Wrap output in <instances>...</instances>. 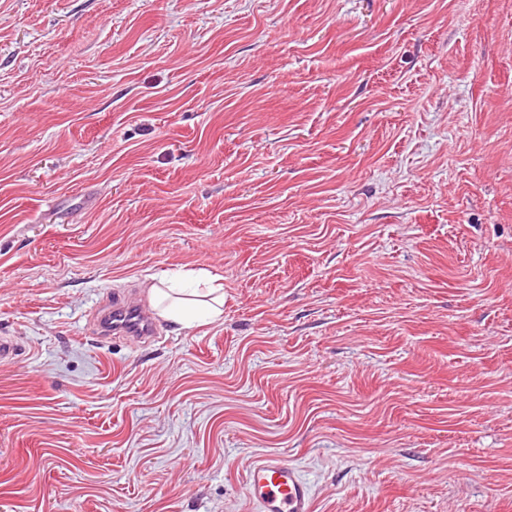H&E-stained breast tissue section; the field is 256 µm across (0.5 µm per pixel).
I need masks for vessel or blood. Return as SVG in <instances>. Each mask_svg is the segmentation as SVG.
<instances>
[{
	"instance_id": "vessel-or-blood-1",
	"label": "vessel or blood",
	"mask_w": 512,
	"mask_h": 512,
	"mask_svg": "<svg viewBox=\"0 0 512 512\" xmlns=\"http://www.w3.org/2000/svg\"><path fill=\"white\" fill-rule=\"evenodd\" d=\"M98 329L105 336L150 339L154 333L151 309L132 296H113L101 308ZM244 489L257 512H314L309 481L293 463L280 457H263L246 470Z\"/></svg>"
}]
</instances>
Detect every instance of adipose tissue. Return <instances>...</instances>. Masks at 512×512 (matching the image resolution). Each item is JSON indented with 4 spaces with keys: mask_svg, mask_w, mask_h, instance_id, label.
Wrapping results in <instances>:
<instances>
[{
    "mask_svg": "<svg viewBox=\"0 0 512 512\" xmlns=\"http://www.w3.org/2000/svg\"><path fill=\"white\" fill-rule=\"evenodd\" d=\"M189 287L173 284L163 286L150 284L151 303L161 317L184 329L195 327L200 322H214L224 313V287L214 284L212 278L202 272H189Z\"/></svg>",
    "mask_w": 512,
    "mask_h": 512,
    "instance_id": "1",
    "label": "adipose tissue"
}]
</instances>
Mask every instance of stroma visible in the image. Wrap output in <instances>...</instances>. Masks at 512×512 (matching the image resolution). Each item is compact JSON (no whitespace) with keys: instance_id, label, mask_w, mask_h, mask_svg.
I'll return each instance as SVG.
<instances>
[{"instance_id":"1","label":"stroma","mask_w":512,"mask_h":512,"mask_svg":"<svg viewBox=\"0 0 512 512\" xmlns=\"http://www.w3.org/2000/svg\"><path fill=\"white\" fill-rule=\"evenodd\" d=\"M0 336V512H512V0H0ZM188 280L195 288H182L177 284L164 288L161 284H150V302L159 309L160 316L182 329H191L200 322H215L224 314V286L214 285V279L199 271H189ZM206 288H200V285ZM151 309L132 296L114 295L112 303L100 309L97 317L99 333L104 336H126L148 340L154 334ZM249 500L258 512H313L309 481L293 463L280 457L254 461L243 479Z\"/></svg>"}]
</instances>
